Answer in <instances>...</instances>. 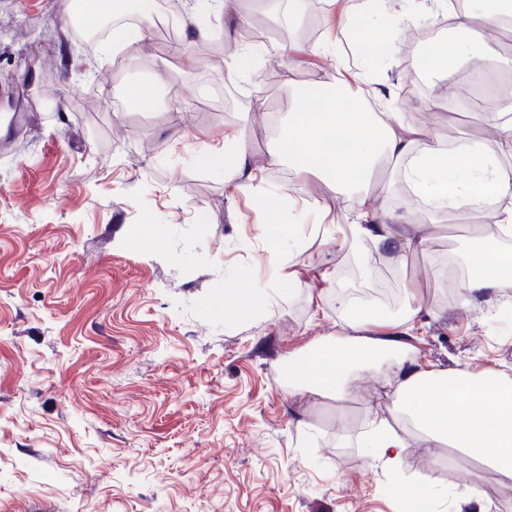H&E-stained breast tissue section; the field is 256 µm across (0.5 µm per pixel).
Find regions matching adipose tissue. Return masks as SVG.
Masks as SVG:
<instances>
[{"instance_id": "adipose-tissue-1", "label": "adipose tissue", "mask_w": 512, "mask_h": 512, "mask_svg": "<svg viewBox=\"0 0 512 512\" xmlns=\"http://www.w3.org/2000/svg\"><path fill=\"white\" fill-rule=\"evenodd\" d=\"M448 15V36L438 52L426 54L427 69L456 91V75L463 56L477 45L479 29H494L512 16V0H483L478 10L460 11L453 0H429ZM136 14L137 24L116 26L100 51L136 52L155 24L156 0H95L85 12L86 27L98 28L104 18ZM385 16L380 33L369 34L376 16ZM417 15L413 0H360L346 4L337 27L353 36L361 65L341 66L330 87L311 92V110L295 113L287 129L257 160L242 132L225 135L221 147L203 158L214 169L232 166L247 184H258L264 172L289 163L301 175L323 181L337 206L354 202L356 209L346 224H317L313 230L325 239L341 238L362 278H369V254L375 253L396 265L415 255L427 254L430 231L436 217L451 212L466 215L475 232L466 274L451 283L460 306L484 301L512 303V250L501 240L512 239V95L503 97L496 111L483 121L499 136L490 148L479 136H471L458 149H448L439 132L416 127L400 112H377L358 103L353 85L367 76L366 62L392 58L402 30ZM393 169L422 200L426 217L416 231H408L405 214L387 209L384 200L389 184L374 186L377 171ZM306 210L288 209V225L269 226L266 233L271 253L278 257L279 287L251 284L232 297L207 302L209 313L228 323L255 320L266 305L283 297L284 286L297 282L306 265L298 257L304 250L302 228ZM493 221L497 234L486 239L479 231ZM334 292L336 306L345 318L347 333L317 340L299 358L289 360L288 394L309 395L336 403L354 396L365 375L384 377L390 390L380 410L368 416L361 442L373 466L388 475L394 489L405 499L407 512H431L435 489L423 481L409 482L401 470L409 433H416L428 447L453 448L512 479V375L496 367L475 370L459 363L450 368L425 366L411 358L407 342L428 318H440L441 310L427 307L415 280H407V303L396 316L364 303L357 295L332 285L328 272L317 273L308 288L309 301Z\"/></svg>"}]
</instances>
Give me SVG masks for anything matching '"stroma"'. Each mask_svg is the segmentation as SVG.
I'll return each instance as SVG.
<instances>
[{"label": "stroma", "mask_w": 512, "mask_h": 512, "mask_svg": "<svg viewBox=\"0 0 512 512\" xmlns=\"http://www.w3.org/2000/svg\"><path fill=\"white\" fill-rule=\"evenodd\" d=\"M74 2L0 0V512H400L359 446L382 385L366 379L341 406L288 395L289 356L344 328L330 302L309 304V276L248 323L206 309L228 288L276 287L265 231L279 204L306 205L313 222L326 206L347 221L322 182L288 164L267 169L258 193L199 162L235 130L266 154L306 108L303 92L325 88L348 58L341 46L319 51L336 32L335 7L304 0L297 28L264 16L273 42L302 52L262 55L231 78L222 63L185 68L153 36L133 66L82 49L63 24ZM447 28L444 13L421 18L401 41L411 67L399 54L381 62L395 109L451 143L477 131L495 142L459 104L426 110L438 80L403 92L408 74L424 72L414 35L435 42ZM261 72L275 82H258ZM155 74L158 111H134L128 87ZM256 96L264 111H247ZM144 225L162 236L161 257L132 245ZM470 235L466 216H447L428 257L370 262L395 289L415 274L427 305L445 310L410 338L417 360L512 374V319L490 317L483 302L458 307L436 282L439 257L465 261ZM306 239L318 270L356 285L340 240ZM469 462L459 453L440 467L414 438L403 466L436 488L433 512H504L494 469L480 498H463Z\"/></svg>", "instance_id": "stroma-1"}]
</instances>
